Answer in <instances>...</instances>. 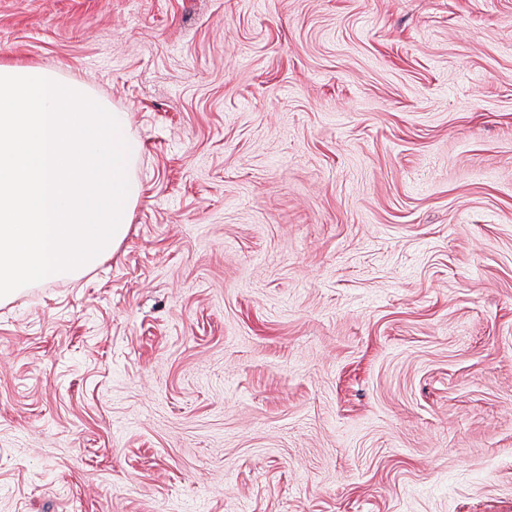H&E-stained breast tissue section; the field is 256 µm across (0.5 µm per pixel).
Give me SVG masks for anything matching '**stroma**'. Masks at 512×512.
I'll list each match as a JSON object with an SVG mask.
<instances>
[{"instance_id":"obj_1","label":"stroma","mask_w":512,"mask_h":512,"mask_svg":"<svg viewBox=\"0 0 512 512\" xmlns=\"http://www.w3.org/2000/svg\"><path fill=\"white\" fill-rule=\"evenodd\" d=\"M0 60L141 144L0 306V512H512V0H0Z\"/></svg>"}]
</instances>
